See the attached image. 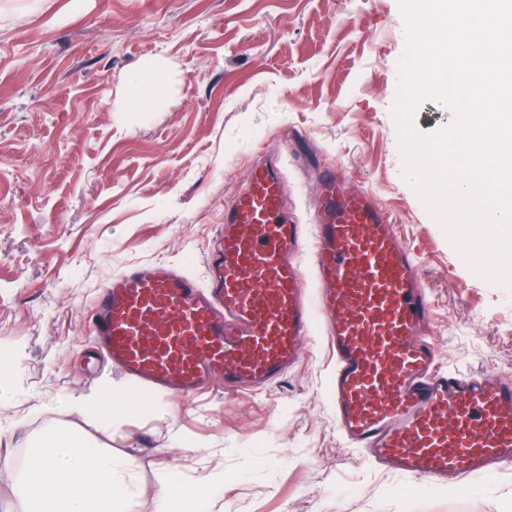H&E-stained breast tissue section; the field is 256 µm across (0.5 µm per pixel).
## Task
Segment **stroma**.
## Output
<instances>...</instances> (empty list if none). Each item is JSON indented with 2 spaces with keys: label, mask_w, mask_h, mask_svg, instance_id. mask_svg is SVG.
<instances>
[{
  "label": "stroma",
  "mask_w": 512,
  "mask_h": 512,
  "mask_svg": "<svg viewBox=\"0 0 512 512\" xmlns=\"http://www.w3.org/2000/svg\"><path fill=\"white\" fill-rule=\"evenodd\" d=\"M397 0H0V512L36 440L60 427L129 464L123 512L165 476L203 512H505L512 471L448 490L383 472L336 431L322 325L254 393L173 396L94 359L85 310L127 266L203 276L207 246L260 151L281 155L304 222L319 167L341 166L411 247L444 365L512 377V291L475 276L402 176L390 114ZM159 79L150 107L132 72ZM110 384L140 409L112 426L66 408Z\"/></svg>",
  "instance_id": "35a3bbf8"
}]
</instances>
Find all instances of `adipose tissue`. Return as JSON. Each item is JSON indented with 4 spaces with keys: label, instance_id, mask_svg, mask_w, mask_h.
<instances>
[{
    "label": "adipose tissue",
    "instance_id": "obj_1",
    "mask_svg": "<svg viewBox=\"0 0 512 512\" xmlns=\"http://www.w3.org/2000/svg\"><path fill=\"white\" fill-rule=\"evenodd\" d=\"M138 407L133 393L118 396L108 386L70 401L71 410L107 423ZM127 469V462L112 455L89 452L66 429L49 431L19 478L16 512H119L135 493Z\"/></svg>",
    "mask_w": 512,
    "mask_h": 512
}]
</instances>
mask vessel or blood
<instances>
[{"mask_svg":"<svg viewBox=\"0 0 512 512\" xmlns=\"http://www.w3.org/2000/svg\"><path fill=\"white\" fill-rule=\"evenodd\" d=\"M311 243L308 296L295 254ZM335 357L329 400L347 447L402 478L454 486L512 469V378L441 366L416 255L368 192L321 171L305 223L278 167L250 166L217 230L207 279L158 260L130 266L86 310L97 345L129 379L182 396L279 380L316 318Z\"/></svg>","mask_w":512,"mask_h":512,"instance_id":"b4317fda","label":"vessel or blood"}]
</instances>
